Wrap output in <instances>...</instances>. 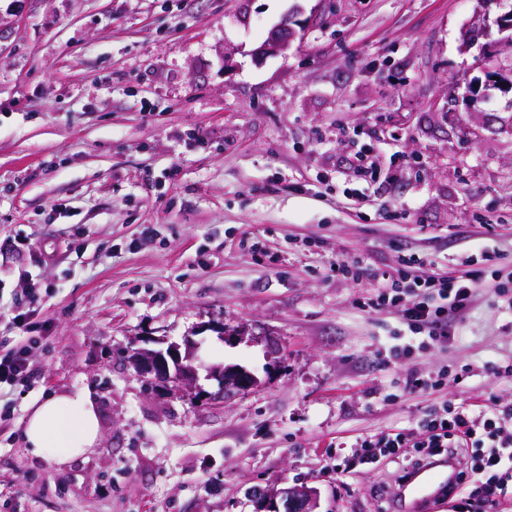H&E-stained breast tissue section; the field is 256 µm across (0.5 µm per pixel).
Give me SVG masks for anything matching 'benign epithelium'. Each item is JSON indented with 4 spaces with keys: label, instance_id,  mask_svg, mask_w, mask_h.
Here are the masks:
<instances>
[{
    "label": "benign epithelium",
    "instance_id": "obj_1",
    "mask_svg": "<svg viewBox=\"0 0 512 512\" xmlns=\"http://www.w3.org/2000/svg\"><path fill=\"white\" fill-rule=\"evenodd\" d=\"M300 21L289 15L272 30L264 47L256 56L282 52L288 49L297 34ZM158 343L166 349H138L130 356L131 363L148 380L163 388L169 386L182 391L196 387L198 370L207 371V378L218 385L222 398L240 395L260 386L259 378L249 369L240 365L207 366L196 355L195 343L186 338L183 343L170 342L164 338ZM267 501L266 512H316L318 493L306 485L271 489L263 494Z\"/></svg>",
    "mask_w": 512,
    "mask_h": 512
}]
</instances>
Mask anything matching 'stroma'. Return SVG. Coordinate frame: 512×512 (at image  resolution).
Masks as SVG:
<instances>
[{
    "instance_id": "stroma-1",
    "label": "stroma",
    "mask_w": 512,
    "mask_h": 512,
    "mask_svg": "<svg viewBox=\"0 0 512 512\" xmlns=\"http://www.w3.org/2000/svg\"><path fill=\"white\" fill-rule=\"evenodd\" d=\"M512 0H0V336L32 376L0 423V512H257L307 485L318 512H387L405 459L341 471L363 437L443 399L512 403ZM287 51L255 57L289 14ZM383 176L355 195L358 147ZM485 274L445 345L360 307L397 266ZM371 275H337L342 260ZM37 298L34 331L15 315ZM241 329L242 342L217 326ZM200 342L258 389L171 394L130 362ZM411 355L383 358L399 341ZM468 377H460L461 368ZM445 372L404 393L408 370ZM87 391L98 448L31 457L32 405Z\"/></svg>"
}]
</instances>
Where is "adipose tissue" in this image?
Listing matches in <instances>:
<instances>
[{"instance_id": "obj_1", "label": "adipose tissue", "mask_w": 512, "mask_h": 512, "mask_svg": "<svg viewBox=\"0 0 512 512\" xmlns=\"http://www.w3.org/2000/svg\"><path fill=\"white\" fill-rule=\"evenodd\" d=\"M24 438L28 453L49 464L85 456L100 438L97 410L85 392L54 393L32 409Z\"/></svg>"}]
</instances>
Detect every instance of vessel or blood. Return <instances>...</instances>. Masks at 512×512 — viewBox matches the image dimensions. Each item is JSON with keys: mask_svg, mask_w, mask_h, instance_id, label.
Returning a JSON list of instances; mask_svg holds the SVG:
<instances>
[{"mask_svg": "<svg viewBox=\"0 0 512 512\" xmlns=\"http://www.w3.org/2000/svg\"><path fill=\"white\" fill-rule=\"evenodd\" d=\"M460 468L452 459H441L409 474L392 493V500L402 512H424L434 498L452 489Z\"/></svg>", "mask_w": 512, "mask_h": 512, "instance_id": "b4317fda", "label": "vessel or blood"}]
</instances>
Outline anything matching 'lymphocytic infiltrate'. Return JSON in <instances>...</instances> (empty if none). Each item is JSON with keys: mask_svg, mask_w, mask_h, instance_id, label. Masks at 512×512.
Segmentation results:
<instances>
[{"mask_svg": "<svg viewBox=\"0 0 512 512\" xmlns=\"http://www.w3.org/2000/svg\"><path fill=\"white\" fill-rule=\"evenodd\" d=\"M398 254L399 275L391 279L389 292L378 295L377 305L396 307L411 333L447 341L449 326L462 322L471 306L472 284L480 280V270H469L462 278L430 274L421 257L403 248ZM450 455L463 456L460 475L472 484L475 505L506 493L512 484V404L478 409L463 401H442L415 426L362 439L358 458L376 464L407 456L417 467Z\"/></svg>", "mask_w": 512, "mask_h": 512, "instance_id": "f902f5d3", "label": "lymphocytic infiltrate"}]
</instances>
